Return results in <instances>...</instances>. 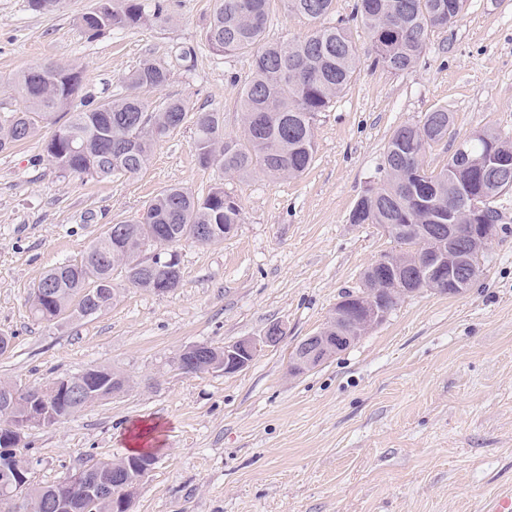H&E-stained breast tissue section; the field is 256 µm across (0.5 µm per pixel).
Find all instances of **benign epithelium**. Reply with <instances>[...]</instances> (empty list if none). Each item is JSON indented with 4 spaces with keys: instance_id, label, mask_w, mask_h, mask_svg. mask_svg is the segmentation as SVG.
<instances>
[{
    "instance_id": "benign-epithelium-1",
    "label": "benign epithelium",
    "mask_w": 512,
    "mask_h": 512,
    "mask_svg": "<svg viewBox=\"0 0 512 512\" xmlns=\"http://www.w3.org/2000/svg\"><path fill=\"white\" fill-rule=\"evenodd\" d=\"M511 169L509 162L502 160L485 169L484 173L488 174L491 181L503 185L506 191L512 188V179L509 178ZM463 200L479 222L448 225V249L436 251L426 248L414 255L415 267L420 276L419 288L407 287L399 274L389 271L388 257L385 255L372 262L366 268V273L378 278L389 277L393 288L400 294L412 295L420 289L430 290L440 284L448 285L450 295L466 292L472 282H462L459 269L470 263L483 264V258L495 240L497 227L484 223L486 199L467 195ZM381 228L389 235L415 234L422 242L430 238L429 230L414 224H383ZM356 307L358 311L350 312L343 302L336 303L329 322L293 349L288 365L290 375L301 376L316 369L357 343L388 315L384 302L376 292L364 294ZM284 335V327L275 323L259 338L244 337L228 343L224 345L222 362L208 364L203 370H222L226 374L241 372L251 365L263 348L279 345ZM74 385L75 379L68 376L39 387H20L9 383L1 388L0 411L9 415L7 431L11 440L23 437L33 427L63 420L58 404L72 395ZM9 441H0V505L10 503L11 512H29L25 491L34 461L18 469L13 459L14 448L9 446ZM130 462L131 467L138 471L139 481L123 485L121 494L112 497L114 512H131L140 480L149 474L155 458L144 454L130 457ZM105 468V463L95 462L58 482L51 490L56 512H98L100 501L112 493V483L96 481L90 485L85 481V476L91 470L100 471Z\"/></svg>"
}]
</instances>
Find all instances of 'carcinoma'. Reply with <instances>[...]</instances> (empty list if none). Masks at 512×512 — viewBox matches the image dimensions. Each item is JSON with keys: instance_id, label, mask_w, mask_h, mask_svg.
Instances as JSON below:
<instances>
[{"instance_id": "1", "label": "carcinoma", "mask_w": 512, "mask_h": 512, "mask_svg": "<svg viewBox=\"0 0 512 512\" xmlns=\"http://www.w3.org/2000/svg\"><path fill=\"white\" fill-rule=\"evenodd\" d=\"M274 0H215L205 33L209 48L220 55L251 54V74L241 89L239 133L224 132V115L196 109L194 152L203 169L216 167L226 174L248 178L259 172L270 178H296L311 165L315 152L314 121L348 85L358 65L349 28L327 24L334 0H284L289 11L320 22L304 38L266 40ZM467 0H359L357 18L367 30L372 65L395 73L413 68L425 52L433 29L446 27L463 14ZM167 20L166 0H95L80 16V28L90 39L109 28H137ZM197 47L183 43L176 59L189 68ZM170 70L150 59L123 79L129 93L96 99L86 90L82 71L72 65H36L19 71L13 89L22 108L0 116V151L27 141L56 112H69V121L44 140V151L64 176L93 179L139 174L160 141L156 130L173 133L189 112L179 99L152 106L141 96L163 86ZM452 116L439 108L418 123H405L393 133L382 166L379 185L367 189L369 200L352 209V224H469L462 207L448 212V197L462 189L488 198L489 223L502 215L494 205L497 185L485 179L472 160L489 151L507 160L512 144L492 128L466 140L467 155L450 157L437 173H427L414 158L450 134ZM238 200L217 184L199 196L180 186L158 193L138 217L114 224L89 246L81 259L46 273L39 283L43 293L31 303L35 318L55 321L84 312L70 309L71 300L96 282L112 283L122 268L125 281L135 288L164 293L171 290V266L159 260L143 268L141 253L161 239L169 245L183 241L204 244L203 230L220 233L242 223ZM124 249L113 251L114 241ZM27 496L36 512H55L47 489L30 486Z\"/></svg>"}]
</instances>
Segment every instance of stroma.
<instances>
[{
	"instance_id": "stroma-1",
	"label": "stroma",
	"mask_w": 512,
	"mask_h": 512,
	"mask_svg": "<svg viewBox=\"0 0 512 512\" xmlns=\"http://www.w3.org/2000/svg\"><path fill=\"white\" fill-rule=\"evenodd\" d=\"M93 0L59 11L0 0V114L20 107L11 80L33 64L74 65L106 97L140 61L170 66L149 103L185 100L240 127L246 54L219 55L204 41L215 0H168L162 24L87 39L79 17ZM357 0H335L360 65L315 121L310 168L295 179H245L201 169L193 122L156 145L145 170L107 180L61 177L37 136L0 152V381L37 387L94 367L130 380L123 392L71 418L29 430L35 486L98 460L129 455L134 429H155L159 449L132 512H485L512 490V191L497 201L501 230L484 274L466 293L424 290L404 298L354 346L311 372L288 374L289 353L317 332L364 269L396 244L349 214L393 132L448 109V138L427 147L439 171L457 140L489 127L512 137V0H468L463 17L430 34L424 57L393 73L371 65V41L354 22ZM197 47L191 68L173 48ZM240 202L243 222L223 241L176 245L178 288L126 285L111 309L59 322L36 320L29 297L51 268L80 259L109 226L143 213L164 188L204 194L216 184ZM286 334L244 371L186 374V346L220 348Z\"/></svg>"
}]
</instances>
